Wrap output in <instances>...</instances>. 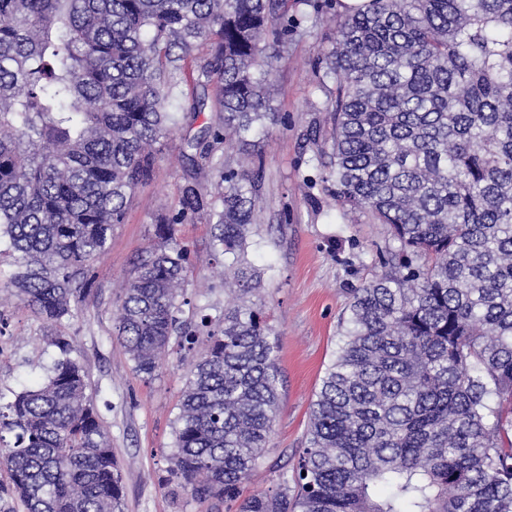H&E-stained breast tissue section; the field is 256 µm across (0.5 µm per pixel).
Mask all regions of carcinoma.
Here are the masks:
<instances>
[{
    "label": "carcinoma",
    "instance_id": "obj_1",
    "mask_svg": "<svg viewBox=\"0 0 512 512\" xmlns=\"http://www.w3.org/2000/svg\"><path fill=\"white\" fill-rule=\"evenodd\" d=\"M326 0H0V245L7 287L52 325L153 175L180 126L177 72L218 119L182 138L197 165L223 145L215 191L188 181L128 278L117 336L152 375L181 320L203 219L228 300L198 329L171 478L238 512H512V0H371L333 15L319 59L329 130L322 179L348 211L388 226L385 271L350 289L341 341L312 402L307 446L273 495L244 494L280 404L277 338L251 299L247 258L262 190L256 139L288 116L268 87ZM44 382L0 390V466L25 512H119L121 477L70 341Z\"/></svg>",
    "mask_w": 512,
    "mask_h": 512
}]
</instances>
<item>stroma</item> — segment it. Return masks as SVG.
I'll return each instance as SVG.
<instances>
[{
    "instance_id": "obj_1",
    "label": "stroma",
    "mask_w": 512,
    "mask_h": 512,
    "mask_svg": "<svg viewBox=\"0 0 512 512\" xmlns=\"http://www.w3.org/2000/svg\"><path fill=\"white\" fill-rule=\"evenodd\" d=\"M329 17L307 18L303 30L269 86L272 106L287 114V126L270 127L255 149L264 160L261 197L256 205L249 259L263 273L260 297L277 333L281 400L268 448L246 492L275 488L281 471L295 467L307 445L311 404L339 345V322L349 291L380 273L378 256L390 244L387 227L360 213H344L332 184L322 182L308 140L315 121L326 120L327 95L316 82L314 64L332 46ZM204 110L182 121L157 148L151 182L131 196L124 224L118 225L106 253L91 265L86 294L73 302V315L59 330L73 343V355L88 374L89 391L107 429L122 478L123 512H237V504L212 505L168 479L174 421L192 364L207 341L193 350L170 344L153 376L135 371L116 331L122 287L138 256L152 242L153 226L178 202L179 189L196 181L210 193L212 168L193 167L181 153L184 132H198L214 121ZM177 237L189 245L193 267L184 288L182 317L198 323L201 314L224 312V267L211 249L205 223L179 225ZM14 259L0 253V389L35 387L56 350L47 342L51 328L6 283Z\"/></svg>"
}]
</instances>
